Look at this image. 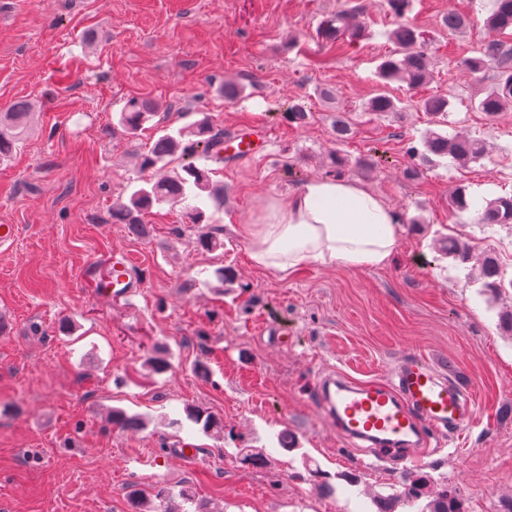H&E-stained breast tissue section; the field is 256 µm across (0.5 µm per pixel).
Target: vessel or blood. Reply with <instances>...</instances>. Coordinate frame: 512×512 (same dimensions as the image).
<instances>
[{"instance_id":"vessel-or-blood-1","label":"vessel or blood","mask_w":512,"mask_h":512,"mask_svg":"<svg viewBox=\"0 0 512 512\" xmlns=\"http://www.w3.org/2000/svg\"><path fill=\"white\" fill-rule=\"evenodd\" d=\"M257 153L251 130L224 139L228 163L256 159ZM320 392L324 407L346 438L390 453L419 447L426 431L441 437L463 436L476 419L461 387L412 354L399 361L386 385H351L328 377Z\"/></svg>"}]
</instances>
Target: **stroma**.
Segmentation results:
<instances>
[{"instance_id":"35a3bbf8","label":"stroma","mask_w":512,"mask_h":512,"mask_svg":"<svg viewBox=\"0 0 512 512\" xmlns=\"http://www.w3.org/2000/svg\"><path fill=\"white\" fill-rule=\"evenodd\" d=\"M491 8L413 4L432 78L389 92L404 102L447 94L442 131L483 139L488 154L411 181L407 149L428 127L424 113L364 109L392 49L382 0H0V111L19 100L36 110L17 153L0 159V224L16 228L0 249V512H134L131 490L185 487L209 512H378L377 497L398 494L412 473L428 476V492H452L459 512H512V289L490 297L477 264L492 254L512 277V225L486 229L448 206L459 184L486 198L512 191V109L479 112L495 73L462 64L494 39ZM339 11L363 19L368 37L323 40L321 22ZM451 12L469 18L466 31L444 27ZM228 83L240 95L225 97ZM134 98L158 108L135 138L117 127ZM293 99L305 124L285 115ZM200 112L219 132L261 124L271 134L265 157L217 173L224 209L211 225L223 248L199 249L178 204L154 207L148 234L132 236L112 207L139 185L142 147ZM340 118L350 126L341 143ZM336 149L376 159L371 172L343 175L404 212L397 255L383 268L309 263L285 279L255 266L239 225L332 174ZM448 235L468 242L474 261L437 252ZM125 254L136 292L100 289ZM63 318L74 335L58 333ZM157 350L172 372L145 366ZM412 353L473 398L474 426L441 448L427 440L420 459L379 461L347 446L320 409V379L383 382ZM188 405L221 417L223 439L186 421ZM114 407L146 428H113ZM244 444L262 449L266 465H241Z\"/></svg>"}]
</instances>
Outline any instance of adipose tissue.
Segmentation results:
<instances>
[{
  "mask_svg": "<svg viewBox=\"0 0 512 512\" xmlns=\"http://www.w3.org/2000/svg\"><path fill=\"white\" fill-rule=\"evenodd\" d=\"M241 233L254 265L290 275L311 262L347 269L386 266L406 227L402 211L358 181L319 177L271 199Z\"/></svg>",
  "mask_w": 512,
  "mask_h": 512,
  "instance_id": "ef3b65f1",
  "label": "adipose tissue"
}]
</instances>
